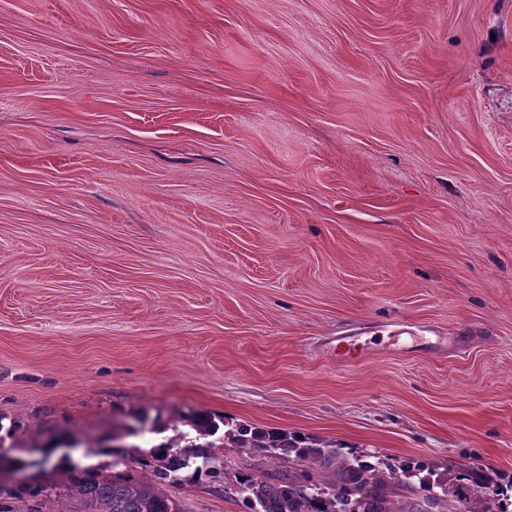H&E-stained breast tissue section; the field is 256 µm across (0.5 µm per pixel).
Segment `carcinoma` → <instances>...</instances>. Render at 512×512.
I'll return each mask as SVG.
<instances>
[{
  "label": "carcinoma",
  "instance_id": "cac0c4a2",
  "mask_svg": "<svg viewBox=\"0 0 512 512\" xmlns=\"http://www.w3.org/2000/svg\"><path fill=\"white\" fill-rule=\"evenodd\" d=\"M188 432L152 444L134 462L148 474L134 479L99 468H70L67 491L75 506L59 512H190L167 487L205 476L215 492L242 499L247 512H489L490 486L473 471L448 484L422 472L423 463L397 466L347 457L341 449L283 432L246 425L212 440L224 424L215 414L191 410L176 419ZM221 448H243L254 464L224 472ZM276 460L278 465L267 469ZM40 484L0 485V512H21L17 501L44 497Z\"/></svg>",
  "mask_w": 512,
  "mask_h": 512
}]
</instances>
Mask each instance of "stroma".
I'll return each mask as SVG.
<instances>
[{"mask_svg": "<svg viewBox=\"0 0 512 512\" xmlns=\"http://www.w3.org/2000/svg\"><path fill=\"white\" fill-rule=\"evenodd\" d=\"M191 409L512 489V0H0L6 484Z\"/></svg>", "mask_w": 512, "mask_h": 512, "instance_id": "1", "label": "stroma"}]
</instances>
